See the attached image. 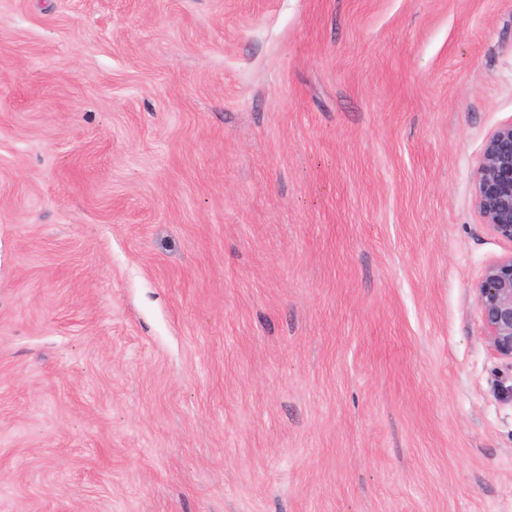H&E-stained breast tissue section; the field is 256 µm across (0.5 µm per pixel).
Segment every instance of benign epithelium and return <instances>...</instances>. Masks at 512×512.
<instances>
[{"instance_id":"1","label":"benign epithelium","mask_w":512,"mask_h":512,"mask_svg":"<svg viewBox=\"0 0 512 512\" xmlns=\"http://www.w3.org/2000/svg\"><path fill=\"white\" fill-rule=\"evenodd\" d=\"M474 208L493 233L512 242V122L487 137L474 172ZM477 303L490 354L506 362L499 387L512 400V255L486 268Z\"/></svg>"}]
</instances>
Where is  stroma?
Here are the masks:
<instances>
[{"label":"stroma","mask_w":512,"mask_h":512,"mask_svg":"<svg viewBox=\"0 0 512 512\" xmlns=\"http://www.w3.org/2000/svg\"><path fill=\"white\" fill-rule=\"evenodd\" d=\"M511 121L512 0H0V512H512ZM473 203L482 224L512 242V121L493 130L484 143ZM477 303L488 350L510 371L503 373L499 387L512 400V255L486 268L477 286Z\"/></svg>","instance_id":"35a3bbf8"}]
</instances>
